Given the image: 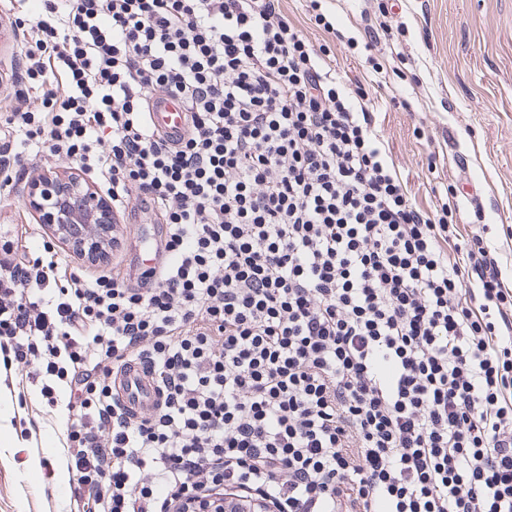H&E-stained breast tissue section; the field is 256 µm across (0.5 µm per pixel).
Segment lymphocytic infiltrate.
<instances>
[{"label":"lymphocytic infiltrate","instance_id":"1","mask_svg":"<svg viewBox=\"0 0 512 512\" xmlns=\"http://www.w3.org/2000/svg\"><path fill=\"white\" fill-rule=\"evenodd\" d=\"M24 46L0 188L36 139L167 226L136 288L0 237L1 382L68 387L71 512L224 490L278 512H512L498 255L454 201L416 206L282 0H43ZM159 94L185 105L177 141L149 123ZM133 362L150 408L114 389Z\"/></svg>","mask_w":512,"mask_h":512}]
</instances>
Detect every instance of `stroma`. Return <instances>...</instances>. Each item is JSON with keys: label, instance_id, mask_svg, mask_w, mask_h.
Segmentation results:
<instances>
[{"label": "stroma", "instance_id": "stroma-1", "mask_svg": "<svg viewBox=\"0 0 512 512\" xmlns=\"http://www.w3.org/2000/svg\"><path fill=\"white\" fill-rule=\"evenodd\" d=\"M282 6L346 86L365 89L388 159L418 206L436 207L451 186L476 188L474 197L458 196L456 220L463 233L483 231L512 287V0H320V11L337 28L333 35L315 24L309 0H282ZM38 8L37 0L0 5V113L8 111L19 77L20 29ZM370 27L378 31L372 53L345 48L346 40L363 41ZM370 56L381 82L370 79ZM23 158L16 181L0 193V225H26L35 252L49 250L96 275L117 271L136 285L142 271L129 257L155 252L154 232L164 226L160 212H141L131 202L119 218L117 249L88 260L25 205L33 174L75 173L78 165L55 161L44 148ZM67 402L61 388L56 404L47 405L35 385L12 398L10 443L0 446V512H64L70 484L56 473Z\"/></svg>", "mask_w": 512, "mask_h": 512}]
</instances>
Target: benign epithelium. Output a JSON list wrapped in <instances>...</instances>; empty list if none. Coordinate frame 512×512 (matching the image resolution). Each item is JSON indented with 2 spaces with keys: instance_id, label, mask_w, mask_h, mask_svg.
I'll return each mask as SVG.
<instances>
[{
  "instance_id": "7a95c632",
  "label": "benign epithelium",
  "mask_w": 512,
  "mask_h": 512,
  "mask_svg": "<svg viewBox=\"0 0 512 512\" xmlns=\"http://www.w3.org/2000/svg\"><path fill=\"white\" fill-rule=\"evenodd\" d=\"M26 204L36 213L39 223L51 227L77 253L90 260L103 258L116 212L110 201L85 179L45 174L32 184ZM189 503L191 512H269L255 501L238 498L225 497L214 504L191 499Z\"/></svg>"
}]
</instances>
